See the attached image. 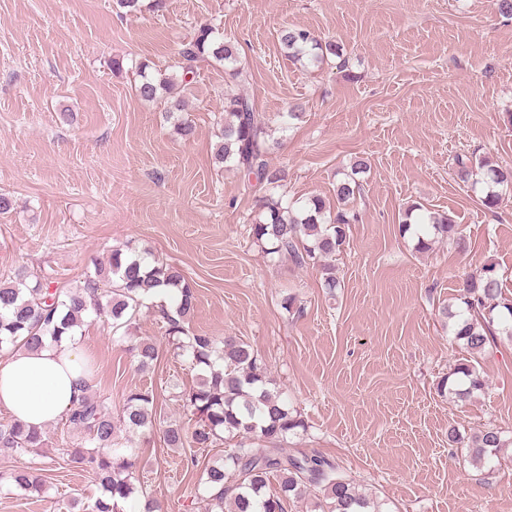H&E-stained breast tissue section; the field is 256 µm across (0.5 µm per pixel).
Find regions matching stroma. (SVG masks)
<instances>
[{
	"label": "stroma",
	"mask_w": 512,
	"mask_h": 512,
	"mask_svg": "<svg viewBox=\"0 0 512 512\" xmlns=\"http://www.w3.org/2000/svg\"><path fill=\"white\" fill-rule=\"evenodd\" d=\"M203 23L240 42L237 88L262 121L304 109L271 156L288 197L333 198L355 157L371 164L359 221L336 256V297L315 269L267 256L251 238L255 189L213 159L223 66L198 63L188 78L187 141L166 103L136 94L134 63L178 71L180 44ZM286 24L341 46L347 68L332 58L295 66L277 39ZM115 58L123 73L112 72ZM474 153L512 169V18L496 0H168L162 12L124 15L116 0H0V193L15 202L0 215V276L22 269L75 286L127 244L180 266L196 297L189 330L250 344L301 413L307 430L289 438L288 452L328 457L386 512H512V343L481 359L487 387L477 397L437 389L465 356L440 303L485 266L512 294V191L485 210L480 191L456 176V156ZM412 206L447 213L468 252L445 242L415 252L399 231ZM288 294L303 317L283 309ZM79 334L113 414L130 390L148 389L164 419L189 421L181 396L196 372L174 357L157 316L141 314L122 342L103 316L86 318ZM142 339L159 348L146 371L128 350ZM489 424L508 443L481 468L448 434ZM45 439L46 494L1 490L0 512H68L71 498L97 497L91 476L61 454L82 433L60 418ZM234 444L172 450L146 430L126 451L161 512H204L193 467Z\"/></svg>",
	"instance_id": "35a3bbf8"
}]
</instances>
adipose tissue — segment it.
Returning <instances> with one entry per match:
<instances>
[{
  "label": "adipose tissue",
  "mask_w": 512,
  "mask_h": 512,
  "mask_svg": "<svg viewBox=\"0 0 512 512\" xmlns=\"http://www.w3.org/2000/svg\"><path fill=\"white\" fill-rule=\"evenodd\" d=\"M84 354L74 337L0 359V407L39 429L64 415L86 393Z\"/></svg>",
  "instance_id": "ef3b65f1"
}]
</instances>
